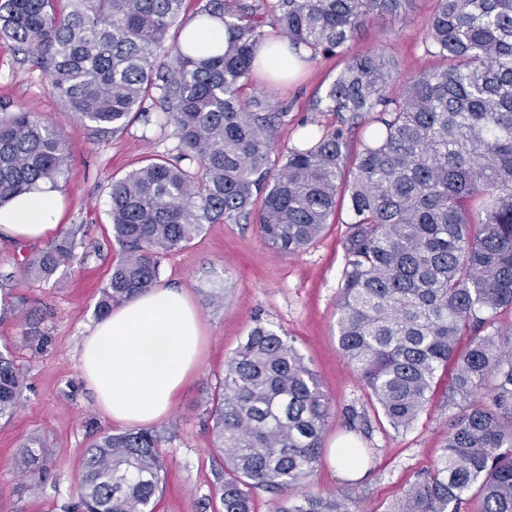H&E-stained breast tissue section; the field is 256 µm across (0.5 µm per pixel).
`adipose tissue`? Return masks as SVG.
Wrapping results in <instances>:
<instances>
[{"label":"adipose tissue","mask_w":512,"mask_h":512,"mask_svg":"<svg viewBox=\"0 0 512 512\" xmlns=\"http://www.w3.org/2000/svg\"><path fill=\"white\" fill-rule=\"evenodd\" d=\"M61 216L60 197L33 191L0 206V233L44 237ZM200 314L181 288L160 286L135 296L98 322L80 346L82 376L101 411L125 425L167 417L199 358Z\"/></svg>","instance_id":"adipose-tissue-1"}]
</instances>
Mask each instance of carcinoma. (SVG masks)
Instances as JSON below:
<instances>
[{
    "instance_id": "1",
    "label": "carcinoma",
    "mask_w": 512,
    "mask_h": 512,
    "mask_svg": "<svg viewBox=\"0 0 512 512\" xmlns=\"http://www.w3.org/2000/svg\"><path fill=\"white\" fill-rule=\"evenodd\" d=\"M184 0H0V37L42 68L67 109L103 132L142 120L174 128L172 159L153 158L110 185L121 257L95 314L154 288L160 255L206 224L257 214L262 238L295 254L349 195L348 259L337 301L338 345L383 417L409 429L451 372L457 409L443 457L388 512H512V0H437L422 41L431 68L390 90L392 67L348 45L375 15L400 19L414 0H200L193 19L227 26L226 46L190 35L165 45ZM271 18L294 50L343 68L314 104L337 123L308 131L283 164L270 154L287 113L243 97ZM370 116L367 143L348 135ZM66 142L0 102V205L68 170ZM65 234L24 257L51 279L76 259ZM465 349H459L462 338ZM25 378L0 351V419ZM329 402L292 337L255 323L211 398L223 512H252L251 490L288 497L279 512H355L349 495L298 493L317 467ZM46 474L40 442L20 448ZM165 461L149 429L103 434L78 478L80 512H154Z\"/></svg>"
}]
</instances>
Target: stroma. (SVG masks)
Instances as JSON below:
<instances>
[{
	"label": "stroma",
	"instance_id": "35a3bbf8",
	"mask_svg": "<svg viewBox=\"0 0 512 512\" xmlns=\"http://www.w3.org/2000/svg\"><path fill=\"white\" fill-rule=\"evenodd\" d=\"M435 0H416L400 20L376 17L351 42L353 54L377 52L397 65L404 81L428 68L422 40ZM343 57L320 56L284 82L253 78L249 95L285 111L277 137L280 149L297 145L302 122L322 130L335 124L329 112L314 111L316 99L335 79ZM0 102L32 113L63 138L71 161L58 193L63 201L59 232L76 231L80 262L51 282L25 276L23 252L48 246V239L17 242L0 237V348L8 347L26 377L10 419H0V512H77L78 477L87 448L105 432H122L98 408L79 366V346L97 317L95 302L120 259L112 236L109 185L147 159L177 154L173 129L131 123L103 134L80 123L52 89L45 73L24 62L14 43L0 39ZM348 204H341L321 235L304 250L285 255L267 245L253 222L205 225L193 242L160 257L159 282L184 289L202 321L201 354L195 372L174 396L169 415L153 424L166 461L157 512H222L214 496L217 470L209 399L225 365L255 321L295 339L329 400L324 448L354 441L366 461L350 476L322 458L305 489L348 494L358 512H387L417 476L443 455L454 414L439 378L427 411L404 432H394L354 374L338 346L336 301L347 260ZM224 303L209 305L211 289ZM37 311L41 339L24 340L26 314ZM46 446L49 476L35 482L17 455L27 442Z\"/></svg>",
	"mask_w": 512,
	"mask_h": 512
}]
</instances>
